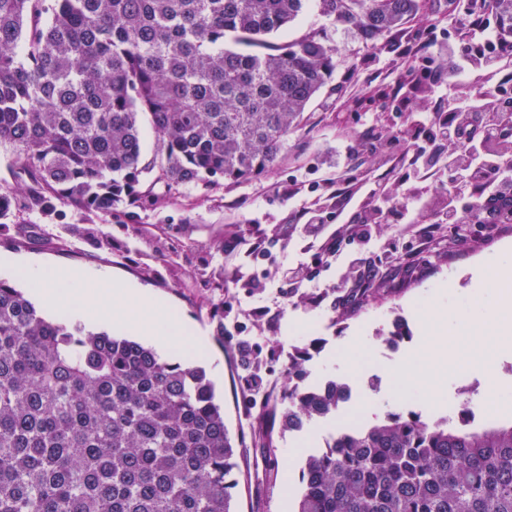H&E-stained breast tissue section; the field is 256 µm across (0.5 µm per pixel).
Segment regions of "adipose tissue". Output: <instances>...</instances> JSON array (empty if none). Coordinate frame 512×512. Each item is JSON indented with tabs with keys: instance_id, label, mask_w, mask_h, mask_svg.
Segmentation results:
<instances>
[{
	"instance_id": "1",
	"label": "adipose tissue",
	"mask_w": 512,
	"mask_h": 512,
	"mask_svg": "<svg viewBox=\"0 0 512 512\" xmlns=\"http://www.w3.org/2000/svg\"><path fill=\"white\" fill-rule=\"evenodd\" d=\"M0 277L25 283L37 301L66 317L90 325L142 336L159 353L180 347L200 354L202 339L173 318L166 305L140 285L113 281L104 269L70 272L15 255H0Z\"/></svg>"
}]
</instances>
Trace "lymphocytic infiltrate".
<instances>
[{"label":"lymphocytic infiltrate","mask_w":512,"mask_h":512,"mask_svg":"<svg viewBox=\"0 0 512 512\" xmlns=\"http://www.w3.org/2000/svg\"><path fill=\"white\" fill-rule=\"evenodd\" d=\"M452 13L460 21V35L448 43V67L437 71L431 89L443 101V110L417 120L411 148L396 139L378 140L375 149L389 161L409 158L412 174L399 185L406 196H416L414 176L426 170V143L449 146L448 188L431 212L436 223L453 227L482 218L498 224L512 216V163L500 147L512 127V113L502 109L482 112L478 98H465L455 89L461 77L476 73L512 80V27L489 29L486 17L494 0H453ZM383 189L372 188L346 226L350 243L362 245L379 224L404 219V212L384 206Z\"/></svg>","instance_id":"lymphocytic-infiltrate-1"}]
</instances>
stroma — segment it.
<instances>
[{"label": "stroma", "instance_id": "35a3bbf8", "mask_svg": "<svg viewBox=\"0 0 512 512\" xmlns=\"http://www.w3.org/2000/svg\"><path fill=\"white\" fill-rule=\"evenodd\" d=\"M428 27L436 45H447L455 30L448 0H421L417 17L373 46L325 16L319 0H309L276 40L324 36L336 49V70L266 173L242 183L179 187L136 207L133 216L99 217L112 239L108 248L64 233V225L91 221L67 206L47 219L18 204L8 217L19 226L38 225L41 239L1 242L0 254L34 255L62 268L107 269L115 279L137 282L165 299L174 317L204 337L208 358L203 366L229 433L239 440L237 512H295L305 457L353 423L357 411L369 422L391 412H413L433 422L465 400L472 408V429L512 425V349L491 352L475 303L489 291L488 281L477 279L476 268L496 251L512 249V221L468 225L461 241L427 213L415 224L377 228L363 247L380 266L370 284L374 294L343 308L334 307L333 300L355 278L349 264L352 246H342L336 259L317 266L314 283L324 295L318 304L301 303L298 291L284 287L286 267L318 250L294 217L306 207L335 211L337 178L357 174L370 179L393 194V207L413 211L444 190L447 150L441 143L428 148L430 176L422 181L417 201L396 197L395 173L371 149L379 137L409 141L416 117L440 107L436 95L426 91L429 79L414 83L403 77L404 52L424 39ZM258 238L267 253L262 260L250 251ZM397 238L414 242L415 251L386 253L387 244ZM232 239L237 247L228 256L222 245ZM209 277L223 279V291L204 288L202 281ZM221 302L232 306L245 335L258 337L261 347H275L272 397H279L284 384V351L304 347L309 351L304 384L347 382L355 402L300 431H280L269 420L247 425L236 345L219 342L212 317ZM398 319L410 334L392 344L387 335ZM491 385L498 401L488 407L483 393Z\"/></svg>", "mask_w": 512, "mask_h": 512}]
</instances>
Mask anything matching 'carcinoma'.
<instances>
[{
  "instance_id": "cac0c4a2",
  "label": "carcinoma",
  "mask_w": 512,
  "mask_h": 512,
  "mask_svg": "<svg viewBox=\"0 0 512 512\" xmlns=\"http://www.w3.org/2000/svg\"><path fill=\"white\" fill-rule=\"evenodd\" d=\"M307 0H0V144L48 217L107 215L162 182L266 172L332 78L334 48L275 44ZM367 43L421 0H320ZM159 136L146 158L140 123ZM13 198L0 193V241ZM103 242L97 224H70ZM271 419L299 431L349 384L295 382ZM234 446L205 371L39 312L0 279V512H234ZM296 512H512V425L481 431L389 413L308 455Z\"/></svg>"
}]
</instances>
